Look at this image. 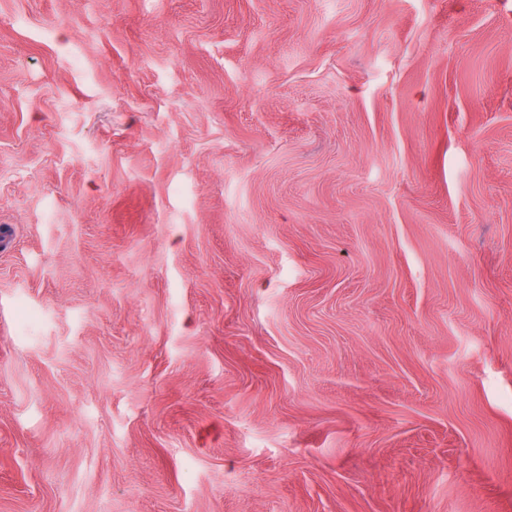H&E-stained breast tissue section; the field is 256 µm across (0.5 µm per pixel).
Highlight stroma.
<instances>
[{
  "label": "stroma",
  "instance_id": "stroma-1",
  "mask_svg": "<svg viewBox=\"0 0 512 512\" xmlns=\"http://www.w3.org/2000/svg\"><path fill=\"white\" fill-rule=\"evenodd\" d=\"M0 512H512V0H0Z\"/></svg>",
  "mask_w": 512,
  "mask_h": 512
}]
</instances>
